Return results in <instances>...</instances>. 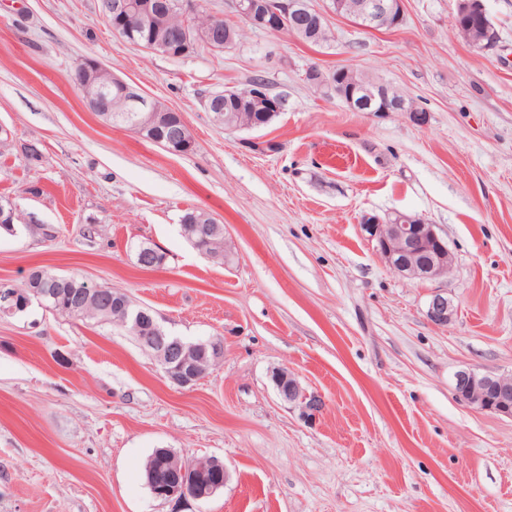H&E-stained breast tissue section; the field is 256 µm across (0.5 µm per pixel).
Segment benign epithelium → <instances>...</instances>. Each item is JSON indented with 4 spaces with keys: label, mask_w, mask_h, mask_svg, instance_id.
<instances>
[{
    "label": "benign epithelium",
    "mask_w": 512,
    "mask_h": 512,
    "mask_svg": "<svg viewBox=\"0 0 512 512\" xmlns=\"http://www.w3.org/2000/svg\"><path fill=\"white\" fill-rule=\"evenodd\" d=\"M235 13L249 26L270 32L287 30L295 33L292 16L304 13L316 24L328 20L331 15H342L343 0H328L322 8L313 6L309 0H290L288 13L275 10L269 0H232ZM99 12L112 21V29L123 30L128 41L150 51L169 56L171 52L165 42L151 36H144L148 30L158 25L152 0H99ZM403 19V0H360L359 8L353 20L368 30L394 28ZM193 39L182 41L185 51H190L199 42L208 46H220L235 43V35L222 32V25L214 22L200 29L193 27ZM83 70L90 74L83 87V98L88 108L100 114L108 124L121 121L130 125L139 135L158 145H163L164 137L159 133L162 114L154 99L139 93L118 76L110 75L107 83L95 80V76L107 71L97 60H80ZM345 70L310 73V82L327 90L333 89V82ZM123 88V107L112 112V86ZM244 101L247 95L231 87L222 92L210 94L205 107L216 122H221L224 98ZM382 106H376L377 101ZM348 102L356 112H404L415 122L425 120L424 109L414 105L403 95L388 97V89L382 83L359 88L350 92ZM263 122L252 112L237 113V121L230 126L232 130L258 129ZM361 231L369 241L375 243L377 255L395 274L410 279L432 281L448 276L453 259L444 237L436 225L426 219L402 212H393L385 218L368 216L363 219ZM114 307L123 311L124 318L130 320L137 330L139 345L149 350L161 366L167 378L181 389L191 388L200 380L202 366L224 359L223 346L214 339L197 343H187L167 334L164 325L155 317L146 314L143 307L136 305L124 295L115 293ZM17 311V295L8 288L0 289V316H10ZM456 313L448 294L436 290L430 295L427 306V318L437 326H446ZM269 377L279 399L298 409L303 419L313 421L321 413L324 402L310 394L302 386L294 373L285 368L274 367ZM455 391L458 397L469 407L512 418V372L508 374H484L471 368L455 374ZM162 466L174 471L177 479L161 484L153 479L152 466H147V486L151 495L164 502H181L191 497L195 500H207L221 490L229 479L224 463L215 458L186 460L169 449H162Z\"/></svg>",
    "instance_id": "1"
}]
</instances>
